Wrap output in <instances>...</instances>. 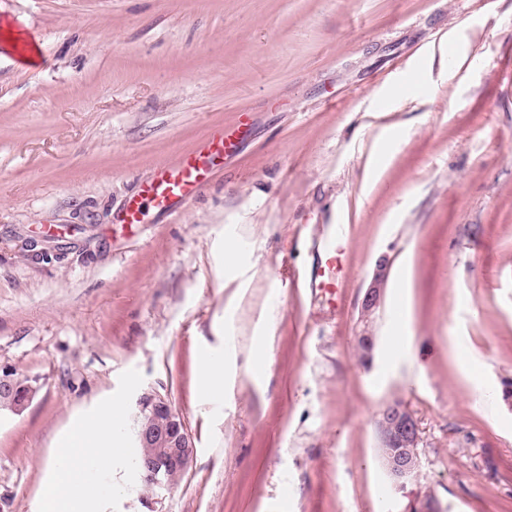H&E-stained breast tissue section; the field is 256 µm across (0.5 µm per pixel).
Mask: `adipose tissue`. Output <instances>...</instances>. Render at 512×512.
<instances>
[{
  "mask_svg": "<svg viewBox=\"0 0 512 512\" xmlns=\"http://www.w3.org/2000/svg\"><path fill=\"white\" fill-rule=\"evenodd\" d=\"M122 423L121 408L111 406L70 428L56 455L55 474L43 491L42 512H99L107 490L89 474L130 456V449L116 440Z\"/></svg>",
  "mask_w": 512,
  "mask_h": 512,
  "instance_id": "ef3b65f1",
  "label": "adipose tissue"
}]
</instances>
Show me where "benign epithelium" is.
I'll list each match as a JSON object with an SVG mask.
<instances>
[{
    "instance_id": "benign-epithelium-1",
    "label": "benign epithelium",
    "mask_w": 512,
    "mask_h": 512,
    "mask_svg": "<svg viewBox=\"0 0 512 512\" xmlns=\"http://www.w3.org/2000/svg\"><path fill=\"white\" fill-rule=\"evenodd\" d=\"M390 261L385 255L375 264L372 279L365 290L362 302L363 334L358 341L374 347L370 332L374 316L380 308L389 278ZM139 420L136 428L137 447L144 449L136 463V472L142 483L152 484L164 491L178 483L189 466L194 446L184 420L173 409L169 399L157 391L144 393L139 399ZM385 443L396 452L383 459V464L397 485L416 476L420 470L419 425L402 400L385 404L379 411ZM162 453L166 466L155 464V454Z\"/></svg>"
}]
</instances>
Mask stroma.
I'll use <instances>...</instances> for the list:
<instances>
[{"label": "stroma", "instance_id": "obj_1", "mask_svg": "<svg viewBox=\"0 0 512 512\" xmlns=\"http://www.w3.org/2000/svg\"><path fill=\"white\" fill-rule=\"evenodd\" d=\"M7 21L41 58L0 41V367L37 394L0 411V512H41L75 420L120 406L135 446L151 390L193 459L158 505L129 460L92 470L100 512H512V0H0ZM243 116L193 202L116 224ZM334 233L333 306L291 279ZM396 399L421 431L401 487L375 426ZM390 261L385 255L381 256L375 264L372 279L365 290L362 302V320H363V334L358 336V343L363 342L368 347L373 349L374 336L370 332V326L373 323L374 316L380 308L384 290L389 278ZM199 387L207 392H220L224 389V360L205 356L200 364Z\"/></svg>", "mask_w": 512, "mask_h": 512}]
</instances>
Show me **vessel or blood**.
Masks as SVG:
<instances>
[{"instance_id": "obj_1", "label": "vessel or blood", "mask_w": 512, "mask_h": 512, "mask_svg": "<svg viewBox=\"0 0 512 512\" xmlns=\"http://www.w3.org/2000/svg\"><path fill=\"white\" fill-rule=\"evenodd\" d=\"M237 134V129L220 128L176 164L161 167L143 187L141 198L126 205L120 223L131 227L143 223L144 208L148 205L160 211L186 205L205 189L210 171L233 154ZM324 255L325 268L320 278L310 279L307 286L333 296L337 293V279L342 270L341 252L335 241L325 244Z\"/></svg>"}]
</instances>
